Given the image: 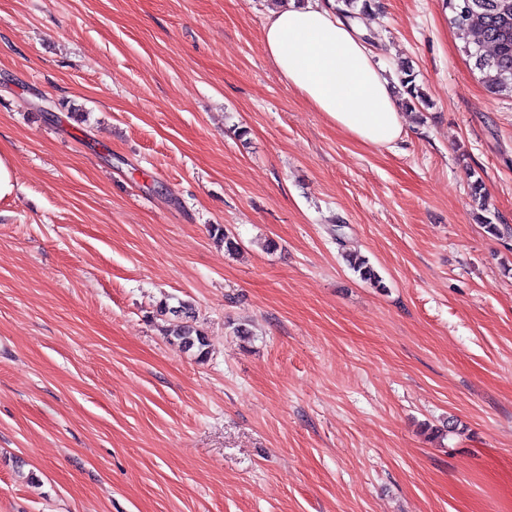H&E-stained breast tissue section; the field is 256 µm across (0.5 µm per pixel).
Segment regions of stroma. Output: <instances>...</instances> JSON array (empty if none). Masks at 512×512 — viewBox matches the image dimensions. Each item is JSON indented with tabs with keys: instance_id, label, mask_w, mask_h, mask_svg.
Here are the masks:
<instances>
[{
	"instance_id": "obj_1",
	"label": "stroma",
	"mask_w": 512,
	"mask_h": 512,
	"mask_svg": "<svg viewBox=\"0 0 512 512\" xmlns=\"http://www.w3.org/2000/svg\"><path fill=\"white\" fill-rule=\"evenodd\" d=\"M275 5L0 0V512H512V97L448 0H371L429 106L364 145ZM343 255L350 268L358 273L360 279L378 285L381 284L378 274L365 257L353 252H345ZM159 317L171 315L181 320V325L174 331L173 339H170L173 345H176L184 352H194L199 360H204L208 355L209 344L206 338L189 324L195 317V309L192 303L188 301H179L177 306H169L163 303L157 310Z\"/></svg>"
}]
</instances>
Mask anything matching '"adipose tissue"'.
Returning a JSON list of instances; mask_svg holds the SVG:
<instances>
[{"label": "adipose tissue", "mask_w": 512, "mask_h": 512, "mask_svg": "<svg viewBox=\"0 0 512 512\" xmlns=\"http://www.w3.org/2000/svg\"><path fill=\"white\" fill-rule=\"evenodd\" d=\"M335 0H283L264 23V48L281 79L362 144L389 147L402 134L386 68L339 18Z\"/></svg>", "instance_id": "adipose-tissue-1"}]
</instances>
